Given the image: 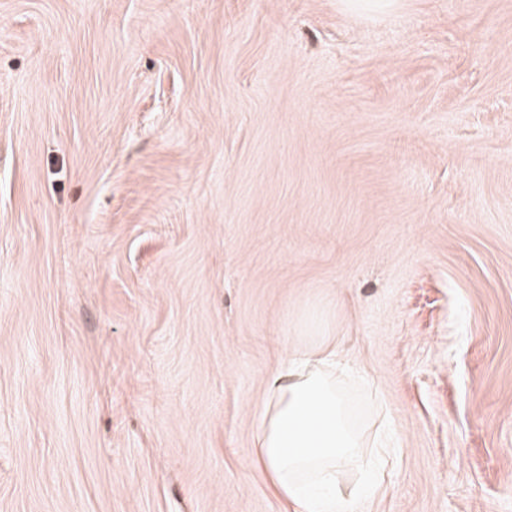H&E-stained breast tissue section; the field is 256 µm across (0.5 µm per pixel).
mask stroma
Instances as JSON below:
<instances>
[{
    "label": "stroma",
    "mask_w": 512,
    "mask_h": 512,
    "mask_svg": "<svg viewBox=\"0 0 512 512\" xmlns=\"http://www.w3.org/2000/svg\"><path fill=\"white\" fill-rule=\"evenodd\" d=\"M317 336L357 512H512V0H0V512H285ZM337 350L333 336L299 346L272 375L260 408L254 463L293 512H348L387 489L390 448L368 444L355 423L343 385L358 373L336 361ZM353 468L357 481L346 478Z\"/></svg>",
    "instance_id": "1"
}]
</instances>
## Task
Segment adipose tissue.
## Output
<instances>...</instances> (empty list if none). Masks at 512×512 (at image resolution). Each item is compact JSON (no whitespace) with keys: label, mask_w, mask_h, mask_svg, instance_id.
Instances as JSON below:
<instances>
[{"label":"adipose tissue","mask_w":512,"mask_h":512,"mask_svg":"<svg viewBox=\"0 0 512 512\" xmlns=\"http://www.w3.org/2000/svg\"><path fill=\"white\" fill-rule=\"evenodd\" d=\"M335 337L298 347L274 372L255 430L254 462L291 512H350L383 494L390 450L368 444L345 389L354 369L337 362ZM357 479H348L349 471Z\"/></svg>","instance_id":"adipose-tissue-1"}]
</instances>
